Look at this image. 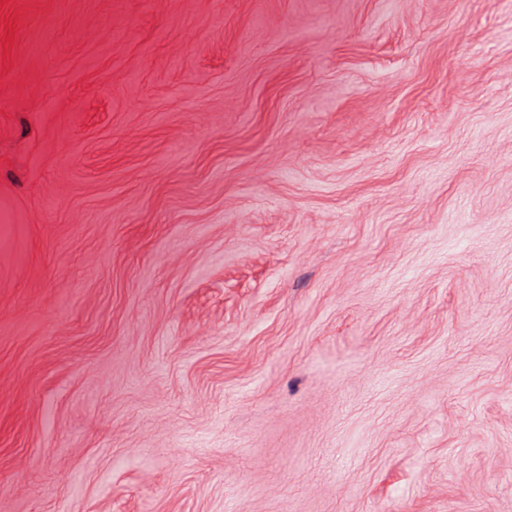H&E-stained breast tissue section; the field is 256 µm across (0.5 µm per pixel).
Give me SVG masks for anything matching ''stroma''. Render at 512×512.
<instances>
[{
    "instance_id": "stroma-1",
    "label": "stroma",
    "mask_w": 512,
    "mask_h": 512,
    "mask_svg": "<svg viewBox=\"0 0 512 512\" xmlns=\"http://www.w3.org/2000/svg\"><path fill=\"white\" fill-rule=\"evenodd\" d=\"M0 512H512V0H0Z\"/></svg>"
}]
</instances>
